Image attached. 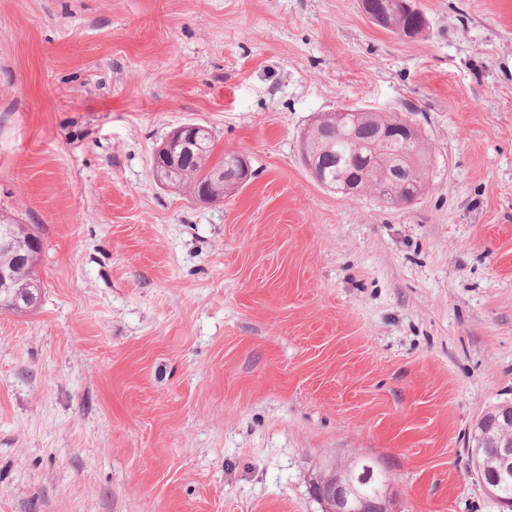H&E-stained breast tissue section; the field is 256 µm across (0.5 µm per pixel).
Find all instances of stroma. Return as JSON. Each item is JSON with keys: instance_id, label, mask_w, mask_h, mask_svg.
<instances>
[{"instance_id": "stroma-1", "label": "stroma", "mask_w": 512, "mask_h": 512, "mask_svg": "<svg viewBox=\"0 0 512 512\" xmlns=\"http://www.w3.org/2000/svg\"><path fill=\"white\" fill-rule=\"evenodd\" d=\"M0 0V208L42 239L0 309V512H320L377 459L399 512H499L468 454L512 404V0ZM339 107L397 112L433 181L388 208L301 160ZM208 126L254 175L163 188ZM364 2V13L371 16V20L378 26L390 32L414 38L420 35L426 28L425 15L412 1H399V3L411 8L404 9L400 6L388 8L389 0H361ZM371 9L369 13L368 10ZM204 130L205 128L198 124H189L176 129L167 137L154 156L152 172L155 181L164 185L163 171L176 167L166 176L165 181L168 187L186 188L197 196L201 190L205 189L217 197L221 195L224 197V194L244 185L245 183L240 185L242 178L244 182L249 181L251 169L243 155H235L243 174L242 177L237 172L231 154H224L218 161L213 160L214 137L211 131L207 134L202 133V136L198 135L197 144L191 145V150L188 151L185 144L188 138L186 136L183 139L185 132H192L190 137L193 139L200 131ZM187 151L189 157L185 164L177 167L178 163L185 161ZM205 190L199 200L207 202L216 199Z\"/></svg>"}]
</instances>
